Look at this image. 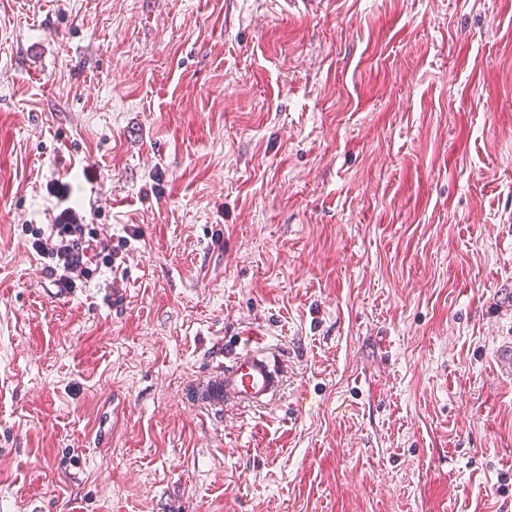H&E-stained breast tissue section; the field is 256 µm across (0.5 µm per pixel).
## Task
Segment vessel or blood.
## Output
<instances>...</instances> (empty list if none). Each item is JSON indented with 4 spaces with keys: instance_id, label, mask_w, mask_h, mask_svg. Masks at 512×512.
<instances>
[{
    "instance_id": "obj_1",
    "label": "vessel or blood",
    "mask_w": 512,
    "mask_h": 512,
    "mask_svg": "<svg viewBox=\"0 0 512 512\" xmlns=\"http://www.w3.org/2000/svg\"><path fill=\"white\" fill-rule=\"evenodd\" d=\"M278 357L259 330L242 326L228 363L212 377L201 394L202 400L227 409L270 407L280 398L286 381Z\"/></svg>"
}]
</instances>
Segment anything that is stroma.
Instances as JSON below:
<instances>
[{
  "label": "stroma",
  "instance_id": "obj_1",
  "mask_svg": "<svg viewBox=\"0 0 512 512\" xmlns=\"http://www.w3.org/2000/svg\"><path fill=\"white\" fill-rule=\"evenodd\" d=\"M509 346L512 0H0V512H512ZM90 224H50L45 236L42 228L35 227L32 247L37 253L47 256L52 264L46 268L54 278L61 294L73 295L77 285L71 274L79 271L84 278L92 279L102 268H111L112 244L98 241L95 229ZM224 371L211 377L201 398L224 409H265L281 396L287 372L278 366L279 353L264 343L256 328L243 325Z\"/></svg>",
  "mask_w": 512,
  "mask_h": 512
}]
</instances>
